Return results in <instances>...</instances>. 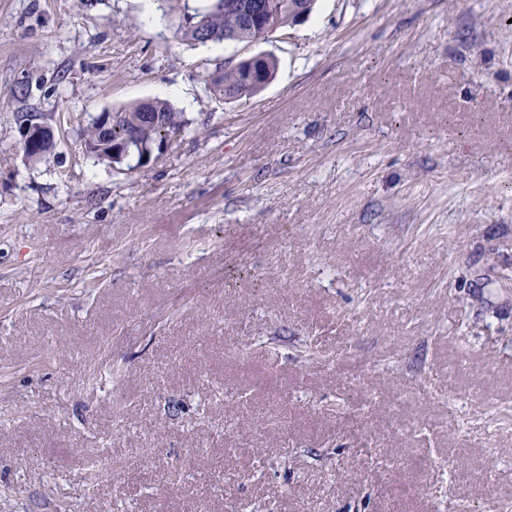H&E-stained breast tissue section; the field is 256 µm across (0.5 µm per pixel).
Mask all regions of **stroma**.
Listing matches in <instances>:
<instances>
[{
	"label": "stroma",
	"instance_id": "obj_1",
	"mask_svg": "<svg viewBox=\"0 0 512 512\" xmlns=\"http://www.w3.org/2000/svg\"><path fill=\"white\" fill-rule=\"evenodd\" d=\"M199 3L0 0V512L512 507V0ZM149 98L157 160L87 156ZM315 0H209L202 10L185 11L177 27V35L186 41L206 44L208 42H237L250 45L269 34L265 27L271 20L277 29H287L313 10ZM269 2L268 11L255 15L254 4ZM313 4V5H312ZM252 20H244L246 12ZM255 40V41H253ZM253 41V42H252ZM251 42V43H249ZM277 69L278 61L272 54L265 55L254 67L250 64L227 69L220 66L211 75L208 89L228 100L250 97L275 77ZM112 113L117 116L113 125ZM96 118L99 119L98 122L96 119L93 120L84 131L85 151L97 162L113 166L116 162L125 161L127 151L123 144L115 147L112 142L131 141L132 152L141 155V159L145 160L143 165L146 166L150 164L148 161L158 154L161 141L166 139L169 144L172 138L181 134L189 124L183 112H178L168 101L161 99H150L112 112H102ZM99 125L103 130H109L112 127V141L107 146L113 162L109 158L107 149L102 147L104 136ZM128 135L132 137L127 139ZM40 127V125H30L23 132L25 155L27 154L26 156L30 159H34L35 154L42 151L48 142V137L45 136L47 131Z\"/></svg>",
	"mask_w": 512,
	"mask_h": 512
}]
</instances>
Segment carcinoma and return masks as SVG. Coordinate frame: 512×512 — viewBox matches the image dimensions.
Segmentation results:
<instances>
[{
	"instance_id": "obj_1",
	"label": "carcinoma",
	"mask_w": 512,
	"mask_h": 512,
	"mask_svg": "<svg viewBox=\"0 0 512 512\" xmlns=\"http://www.w3.org/2000/svg\"><path fill=\"white\" fill-rule=\"evenodd\" d=\"M260 0H209L202 9L195 8L183 13L177 27V35L186 41L249 43L268 36L266 23L272 22L278 29H286L313 10L314 0H267L268 10L244 20L248 11H255ZM278 69L275 56H264L257 65L239 64L232 68L221 67L211 75L208 89L224 98L242 99L257 93L271 81ZM117 119L112 125V140L131 141L132 152L148 161L158 154L159 143L172 140L188 125L183 113L168 101L150 99L122 107L115 111ZM103 131L97 121H92L84 131V148L94 160L111 163L107 149L102 147Z\"/></svg>"
}]
</instances>
